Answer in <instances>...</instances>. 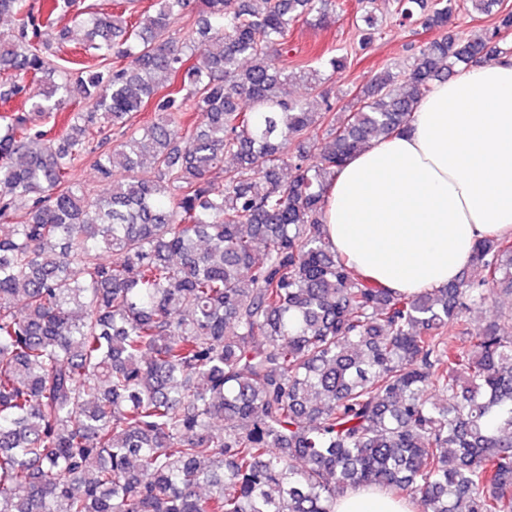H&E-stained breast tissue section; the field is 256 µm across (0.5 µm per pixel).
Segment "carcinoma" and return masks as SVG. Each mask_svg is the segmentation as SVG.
Masks as SVG:
<instances>
[{"instance_id": "1", "label": "carcinoma", "mask_w": 512, "mask_h": 512, "mask_svg": "<svg viewBox=\"0 0 512 512\" xmlns=\"http://www.w3.org/2000/svg\"><path fill=\"white\" fill-rule=\"evenodd\" d=\"M75 2L0 0V512H333L364 486L512 512V332L464 320L512 293V238L478 240L457 280L411 297L324 238L339 168L403 133L434 83L511 55L512 10L336 112L277 66L290 28L331 24L336 0H153L60 24ZM361 2L363 50L380 0ZM393 2L440 29L500 0ZM74 27L97 69L53 59ZM18 96L41 116L85 108L58 132L7 108ZM85 160L105 192L73 180Z\"/></svg>"}]
</instances>
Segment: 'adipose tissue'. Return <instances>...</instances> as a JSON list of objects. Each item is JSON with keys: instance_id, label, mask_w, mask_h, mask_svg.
<instances>
[{"instance_id": "obj_1", "label": "adipose tissue", "mask_w": 512, "mask_h": 512, "mask_svg": "<svg viewBox=\"0 0 512 512\" xmlns=\"http://www.w3.org/2000/svg\"><path fill=\"white\" fill-rule=\"evenodd\" d=\"M326 240L365 279L400 293L453 282L477 240L512 234V64L481 63L435 83L407 132L372 142L337 172ZM334 512H413L380 492Z\"/></svg>"}]
</instances>
